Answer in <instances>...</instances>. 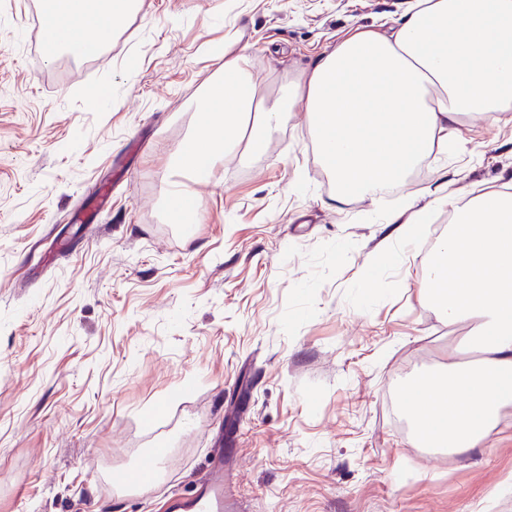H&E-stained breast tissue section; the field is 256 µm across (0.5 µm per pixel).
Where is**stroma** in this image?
Masks as SVG:
<instances>
[{
	"label": "stroma",
	"instance_id": "1",
	"mask_svg": "<svg viewBox=\"0 0 512 512\" xmlns=\"http://www.w3.org/2000/svg\"><path fill=\"white\" fill-rule=\"evenodd\" d=\"M410 3L142 0L52 62L38 0L0 5V512H165L219 448L228 512H512V406L454 453L402 404L470 330L420 292L448 209L372 270L388 208L332 201L301 103L264 157L192 183L199 222L167 202L225 50L278 92ZM463 123L390 208L512 182V110Z\"/></svg>",
	"mask_w": 512,
	"mask_h": 512
}]
</instances>
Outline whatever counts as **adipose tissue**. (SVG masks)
I'll return each instance as SVG.
<instances>
[{
    "mask_svg": "<svg viewBox=\"0 0 512 512\" xmlns=\"http://www.w3.org/2000/svg\"><path fill=\"white\" fill-rule=\"evenodd\" d=\"M127 0H39L48 45L91 55L109 39ZM305 102L318 160L336 203L377 199L434 151L445 150L463 116L496 121L512 109V0H415L388 32L358 29L295 81L287 98L256 84L246 56L225 55L212 79L195 150L176 167L197 180L229 155L265 152L288 103ZM394 235L418 237L432 210L451 226L435 245L421 293L449 324L473 322L465 349L443 380L418 378L404 404L423 409L434 446L462 451L496 433L512 404V193L468 200L434 189L425 205L404 198Z\"/></svg>",
    "mask_w": 512,
    "mask_h": 512,
    "instance_id": "adipose-tissue-1",
    "label": "adipose tissue"
}]
</instances>
